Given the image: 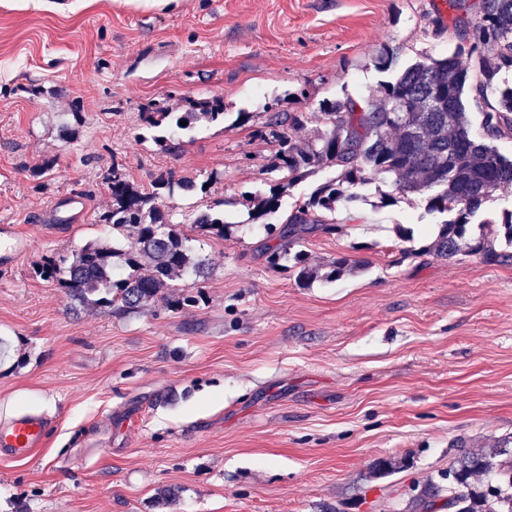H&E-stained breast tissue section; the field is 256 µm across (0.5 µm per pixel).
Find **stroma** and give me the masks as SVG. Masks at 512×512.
Listing matches in <instances>:
<instances>
[{"label":"stroma","instance_id":"1","mask_svg":"<svg viewBox=\"0 0 512 512\" xmlns=\"http://www.w3.org/2000/svg\"><path fill=\"white\" fill-rule=\"evenodd\" d=\"M451 16L448 0H0V224L31 241L0 270V420L53 421L36 455L0 457V512H167L165 486L176 512H410L462 454L512 437V260L422 254L395 227L421 223L425 200L380 205L389 180L304 243L311 263L365 270L304 284L269 264L240 204L277 179L273 143L254 135L270 104L306 113L295 137L314 139L321 101L377 99L454 52L435 23ZM383 47L385 71L370 61ZM212 98L223 124L159 150L151 106ZM116 163L145 187L218 173L207 194L162 202L219 205L231 224L222 239L182 228L211 268L179 283L197 305L76 310L37 273L91 242L129 248L98 221ZM63 194L85 198L83 218L42 227ZM382 459L396 471L376 474Z\"/></svg>","mask_w":512,"mask_h":512}]
</instances>
